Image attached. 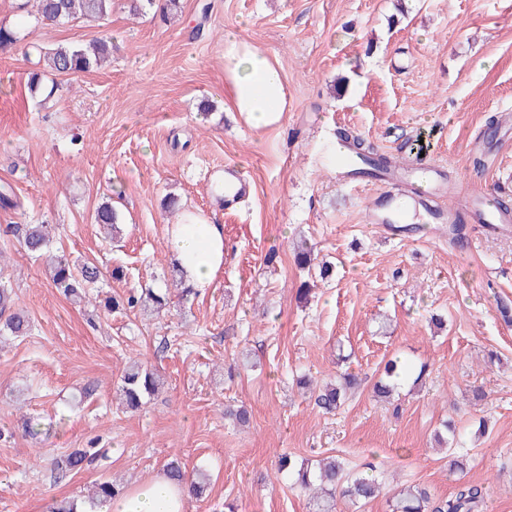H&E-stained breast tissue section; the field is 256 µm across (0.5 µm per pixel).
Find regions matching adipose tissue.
<instances>
[{"instance_id":"obj_1","label":"adipose tissue","mask_w":512,"mask_h":512,"mask_svg":"<svg viewBox=\"0 0 512 512\" xmlns=\"http://www.w3.org/2000/svg\"><path fill=\"white\" fill-rule=\"evenodd\" d=\"M224 82L233 111L254 126L276 124L288 108L287 85L277 63L232 31L224 34ZM167 242L187 283L197 291L211 287L224 264L222 225L188 209L180 223L168 226ZM190 499L189 480L159 474L128 487L103 512H187Z\"/></svg>"}]
</instances>
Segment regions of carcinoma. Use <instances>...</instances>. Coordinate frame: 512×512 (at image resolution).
I'll list each match as a JSON object with an SVG mask.
<instances>
[{"instance_id":"1","label":"carcinoma","mask_w":512,"mask_h":512,"mask_svg":"<svg viewBox=\"0 0 512 512\" xmlns=\"http://www.w3.org/2000/svg\"><path fill=\"white\" fill-rule=\"evenodd\" d=\"M34 2L39 19L52 23H63L84 17L106 19L112 12V0H25L19 9L26 10L28 2ZM23 37L19 27L0 24V48H11L20 44ZM109 54V42L97 39L88 45H57L43 47L35 43L27 44L26 57H35L27 75L30 92L38 96V103L44 108L53 106L57 82L46 83L47 75L67 77L87 72L99 65ZM341 141L348 144L357 158V165L351 171L353 176L382 178L392 170L389 157L374 151L373 147L357 136L346 132L338 134ZM95 223L117 231L124 223L123 216L112 202L102 203L96 210ZM52 227L49 224H27L24 227L20 246L29 254L41 256L49 251L52 241ZM52 282L70 301L79 304L91 299L94 289L100 287L105 274L100 267L89 261L72 264L60 256L50 262ZM168 304L167 295L151 289L135 295H128L119 301L112 297L104 300V307L115 310L121 306L134 309L151 307L156 311ZM31 331L28 316L16 307L15 293L9 282L3 280L0 271V337H22ZM427 365L416 367L407 360L395 355L384 362L380 378L373 386L378 398H388L402 386L417 385L424 377ZM161 384L160 375L134 361L128 365L119 386L120 399L130 408H139L143 401L153 395ZM358 386L357 378L350 373L336 377L314 392L315 404L327 413L341 408L349 390ZM99 456L95 448H75L56 462L59 478L77 473L91 464ZM288 472L295 484L311 494L314 512H336L337 501L344 499L360 507L381 495L385 490L382 476L377 467L367 464V470L354 472L334 458L313 465L298 461L291 455L279 459L278 472ZM117 488L108 481L99 484L95 496L89 498L95 508L105 504L115 495ZM391 512H477L484 502L482 488L473 484L460 486L446 498L434 499L429 490L421 486H409L389 499Z\"/></svg>"}]
</instances>
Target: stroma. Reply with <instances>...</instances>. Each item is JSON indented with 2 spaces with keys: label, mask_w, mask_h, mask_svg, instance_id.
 Instances as JSON below:
<instances>
[{
  "label": "stroma",
  "mask_w": 512,
  "mask_h": 512,
  "mask_svg": "<svg viewBox=\"0 0 512 512\" xmlns=\"http://www.w3.org/2000/svg\"><path fill=\"white\" fill-rule=\"evenodd\" d=\"M112 0L106 20L47 25L0 0V23H24L45 46L112 41L99 69L60 80L51 109L26 87L23 48L0 53V271L30 335L0 345V512H46L52 499L95 483L122 486L163 473L171 460L207 470L188 512H310L308 496L278 474L282 454L350 467L377 463L392 485L445 498L483 486L481 512H512V224H477L471 197L512 202V149H500L512 107V0H180L166 22ZM278 64L288 110L256 129L224 101V32ZM217 109L201 120V99ZM402 163L439 167L443 206L463 216L464 248L421 219L387 236L369 218L380 181L336 177L321 164L337 130ZM237 165L252 186L215 209L212 176ZM176 193L224 227V267L211 288L150 314L75 304L29 256L16 224L53 225L51 251L120 268L102 296L164 289L173 271L160 202ZM117 198L127 216L104 242L96 208ZM308 240L334 277L307 281L292 243ZM444 318L443 326L431 321ZM427 366L420 384L390 400L372 395L392 355ZM139 360L164 379L136 411L116 397ZM341 372L360 387L325 413L296 385ZM89 398H80L85 386ZM246 406L249 426L224 419ZM39 422L31 438L23 417ZM454 422L470 456L449 472L434 434ZM485 434H477L479 421ZM99 438L106 456L59 478L54 464Z\"/></svg>",
  "instance_id": "35a3bbf8"
}]
</instances>
